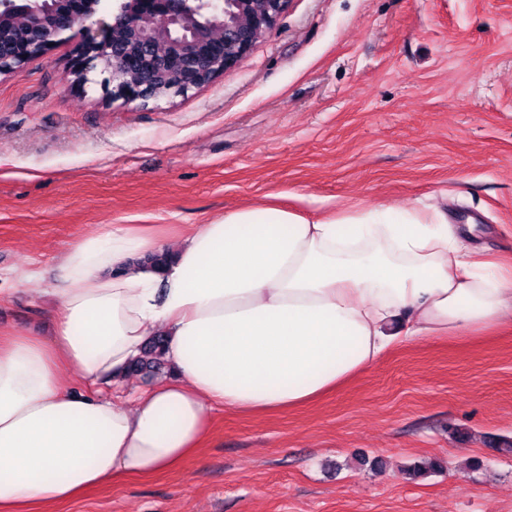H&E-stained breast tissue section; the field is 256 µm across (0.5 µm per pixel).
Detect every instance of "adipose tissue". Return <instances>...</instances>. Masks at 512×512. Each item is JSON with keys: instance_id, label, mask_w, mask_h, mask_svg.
<instances>
[{"instance_id": "adipose-tissue-1", "label": "adipose tissue", "mask_w": 512, "mask_h": 512, "mask_svg": "<svg viewBox=\"0 0 512 512\" xmlns=\"http://www.w3.org/2000/svg\"><path fill=\"white\" fill-rule=\"evenodd\" d=\"M162 249L126 224L81 237L61 260L52 340L0 336V512L177 467L199 455L214 408L296 407L395 344L512 321V269L416 209L241 207L184 232L159 271L144 258ZM158 332L175 377L132 408L60 376L122 385Z\"/></svg>"}]
</instances>
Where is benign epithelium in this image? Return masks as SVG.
I'll use <instances>...</instances> for the list:
<instances>
[{"label":"benign epithelium","mask_w":512,"mask_h":512,"mask_svg":"<svg viewBox=\"0 0 512 512\" xmlns=\"http://www.w3.org/2000/svg\"><path fill=\"white\" fill-rule=\"evenodd\" d=\"M101 2L73 0L71 11L31 27L27 41L0 53V75L18 73L29 61L78 36L75 82H87L89 69L99 64L105 74L101 86L112 88V98L127 104L183 93L236 69L276 26L291 0H115L108 20L100 16ZM53 9L50 0H0V27L20 13L37 16ZM216 25L224 27L223 41L198 51ZM156 43L165 44L160 62L177 79L154 93L148 82L135 83L130 76L138 57L148 55Z\"/></svg>","instance_id":"1"}]
</instances>
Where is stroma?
Segmentation results:
<instances>
[{"label": "stroma", "mask_w": 512, "mask_h": 512, "mask_svg": "<svg viewBox=\"0 0 512 512\" xmlns=\"http://www.w3.org/2000/svg\"><path fill=\"white\" fill-rule=\"evenodd\" d=\"M73 44L0 75V333L55 334L61 254L270 203L473 223L512 264V0H292L234 71L126 104ZM33 271L27 281L15 273ZM512 326L421 337L306 405L217 410L200 457L53 512H512ZM437 459L440 473L411 476Z\"/></svg>", "instance_id": "35a3bbf8"}]
</instances>
